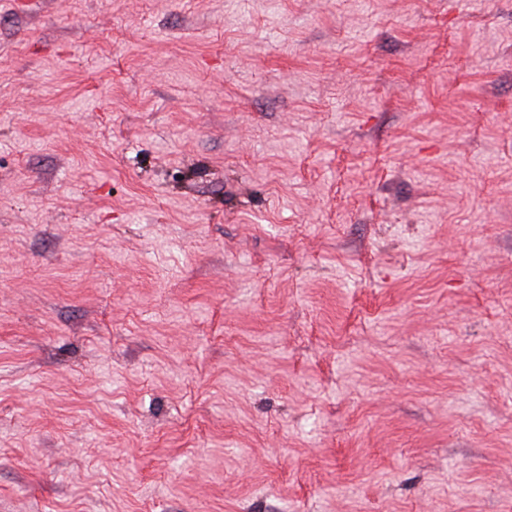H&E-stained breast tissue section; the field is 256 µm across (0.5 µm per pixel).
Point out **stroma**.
<instances>
[{
    "label": "stroma",
    "instance_id": "obj_1",
    "mask_svg": "<svg viewBox=\"0 0 512 512\" xmlns=\"http://www.w3.org/2000/svg\"><path fill=\"white\" fill-rule=\"evenodd\" d=\"M0 512H512V0H0Z\"/></svg>",
    "mask_w": 512,
    "mask_h": 512
}]
</instances>
